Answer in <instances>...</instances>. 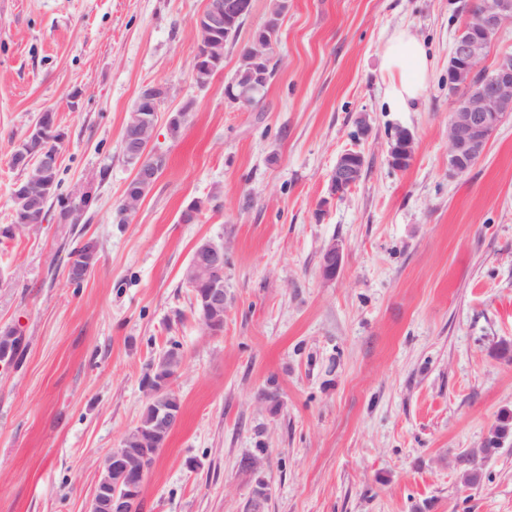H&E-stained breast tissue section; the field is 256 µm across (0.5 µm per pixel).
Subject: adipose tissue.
Listing matches in <instances>:
<instances>
[{"label":"adipose tissue","instance_id":"adipose-tissue-1","mask_svg":"<svg viewBox=\"0 0 512 512\" xmlns=\"http://www.w3.org/2000/svg\"><path fill=\"white\" fill-rule=\"evenodd\" d=\"M424 44L410 30H393L383 49L384 98L389 111L408 112L422 97L431 73Z\"/></svg>","mask_w":512,"mask_h":512}]
</instances>
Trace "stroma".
Returning <instances> with one entry per match:
<instances>
[{
    "instance_id": "stroma-1",
    "label": "stroma",
    "mask_w": 512,
    "mask_h": 512,
    "mask_svg": "<svg viewBox=\"0 0 512 512\" xmlns=\"http://www.w3.org/2000/svg\"><path fill=\"white\" fill-rule=\"evenodd\" d=\"M471 0H288L258 104L224 88L267 19L253 0L224 69L197 87L205 0H0V228L23 177L10 157L44 111L67 133L62 193L42 224L0 236V512H85L107 453L146 402L168 340L178 426L147 474L140 512H512V444L477 453L512 413V116L464 175L448 170V58ZM406 27L432 60L409 112L383 103L382 52ZM170 86L154 148L167 159L129 223L112 212L132 170L121 133L141 87ZM194 107L178 137L168 117ZM366 118L367 136L357 121ZM411 164L388 161L397 128ZM362 152L348 195L319 210L337 157ZM203 201L190 224L181 213ZM98 261L81 285L68 256ZM224 247V331H202L184 271ZM344 251L319 274L329 242ZM268 496L256 497L259 484ZM343 248L334 242L325 246L321 253L319 273L324 279H333L340 272L343 264ZM97 248L95 244L91 242L84 243V247L72 255L69 270L74 278H84L86 275L95 267L97 263ZM71 277V276H70ZM72 282L77 286L81 284L83 280L74 279Z\"/></svg>"
}]
</instances>
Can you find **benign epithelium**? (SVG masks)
<instances>
[{
  "label": "benign epithelium",
  "instance_id": "1",
  "mask_svg": "<svg viewBox=\"0 0 512 512\" xmlns=\"http://www.w3.org/2000/svg\"><path fill=\"white\" fill-rule=\"evenodd\" d=\"M252 10V0H206L196 17L195 27L213 40L222 33L239 26ZM512 21V0H477L474 13L459 31L448 60V89L456 96L454 110L448 122V168L463 175L484 154L488 141L503 119L512 114V53L500 55L492 70L475 76L471 64L482 58L488 46L499 36L506 23ZM280 22L268 20L256 29L247 47L240 55V63L251 71L250 85L234 95L231 103L239 109H249L256 103V95L268 83L267 60L274 46L272 34ZM224 55L206 47L196 53L192 64L195 84L203 88L222 69ZM169 96L168 86L161 83L144 85L129 114L123 130L121 145L126 161L132 164L133 187H125L123 204L113 211L115 224H127L146 192L153 189L162 169L154 163L158 156L153 149L156 137V119L146 116L158 110ZM57 141L55 134L38 121L24 135L11 157L16 168L28 171L25 183H16L13 195H21L28 202L27 210L13 213L15 228L42 223L44 179L47 171L59 164V152L51 148ZM415 139L407 128H399L389 145V159L393 166L404 168L414 154ZM364 156L356 151L341 154L329 176L327 196L321 199L318 210L344 197L361 179ZM87 208V197L81 196L73 206L60 214L65 223L79 221ZM343 248L336 242L325 246L321 253L319 273L333 279L343 264ZM97 248L91 242L72 255L69 270L75 278H84L95 267ZM186 281L190 285L207 284V291L199 298L203 321L208 330L224 317V246L206 244L193 253L188 265ZM159 379L146 381L147 400L157 403L159 426L148 431L151 439H158L163 431H173L181 417V408L162 399V393L172 389L179 371L167 372L160 368ZM126 441L113 449L102 465L95 493L88 512H135L144 482L146 457L133 455L125 448Z\"/></svg>",
  "mask_w": 512,
  "mask_h": 512
}]
</instances>
